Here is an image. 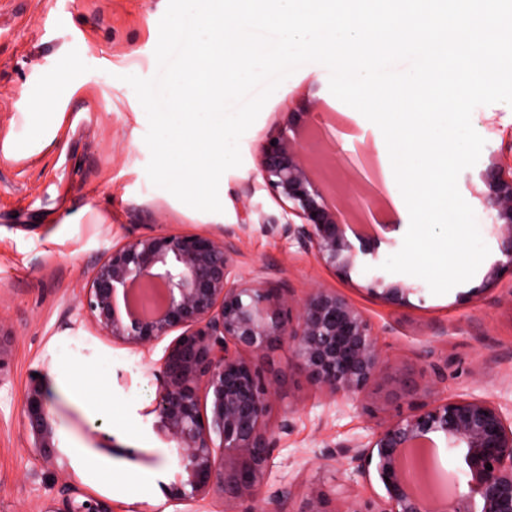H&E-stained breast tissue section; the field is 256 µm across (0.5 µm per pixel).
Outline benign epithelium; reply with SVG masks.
Segmentation results:
<instances>
[{"mask_svg": "<svg viewBox=\"0 0 512 512\" xmlns=\"http://www.w3.org/2000/svg\"><path fill=\"white\" fill-rule=\"evenodd\" d=\"M323 124V113L301 107L260 146L259 173L288 216V239L343 278L364 269L365 288L385 301L407 302L421 286L387 279L379 264L382 238L365 231L378 222V199L357 196L344 210L310 164L309 132ZM480 177L502 255L485 274L488 286L512 275V165L492 159ZM233 255L223 236L132 237L107 251L80 299L99 333L122 343L147 347L175 335L146 414L175 444L180 473L168 494L176 502H199L213 490L227 498L260 490L275 444L267 425L273 389L248 355L286 345L313 387L353 403L390 368L373 325L346 297L315 288L297 300L260 273L242 275ZM20 414L41 459L56 460L54 411L41 386L28 388ZM437 438L461 452L466 490L438 458L423 455V444ZM345 447L355 472L373 473L383 486L378 512H432L412 484L411 454L438 486L439 512H512V415L488 398L440 397L428 389L407 412L374 424L367 437ZM41 512H112V505L68 485ZM305 512L357 510L332 511L313 493Z\"/></svg>", "mask_w": 512, "mask_h": 512, "instance_id": "obj_1", "label": "benign epithelium"}]
</instances>
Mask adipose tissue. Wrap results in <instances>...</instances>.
<instances>
[{
	"mask_svg": "<svg viewBox=\"0 0 512 512\" xmlns=\"http://www.w3.org/2000/svg\"><path fill=\"white\" fill-rule=\"evenodd\" d=\"M58 78L50 74L43 78L35 93L22 105L25 126L31 132L26 137L8 134L0 141V151L11 155H30L43 149L53 140L56 127L53 117L59 114Z\"/></svg>",
	"mask_w": 512,
	"mask_h": 512,
	"instance_id": "obj_1",
	"label": "adipose tissue"
}]
</instances>
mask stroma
Returning <instances> with one entry per match:
<instances>
[{
  "label": "stroma",
  "instance_id": "1",
  "mask_svg": "<svg viewBox=\"0 0 512 512\" xmlns=\"http://www.w3.org/2000/svg\"><path fill=\"white\" fill-rule=\"evenodd\" d=\"M168 0H0V135L21 130L20 105L41 79L65 71L62 115L52 145L26 156L0 153V333L9 379L0 386V512H40L60 487L78 483L112 502L113 512H178L167 487L179 470L173 443L144 413L155 397V371L168 346L144 349L100 335L82 317L79 299L93 267L117 243L160 231L228 235L242 272L268 271L303 299L332 288L370 319L390 367L362 404L333 400L313 388L284 348L256 355L275 396L268 424L279 432L260 489L264 512H302L310 492L361 508H379L385 492L375 476L356 474L343 443L367 436L376 422L407 409L402 388L435 386L451 396H481L512 409V277L487 287L483 278L501 257L487 205L478 197L491 156L512 160V105L476 107L474 129L486 144L458 188L473 208L490 249L474 277L442 295L430 289L396 305L364 290V270L342 279L291 242L287 217L259 174L267 135L304 102L335 115V130L356 135V151L383 158L373 123L334 97L329 71L309 63L287 78L240 140L242 163L221 177L222 212H202L154 186L145 167L148 119L123 77L157 74L154 51ZM383 204L380 258L397 253L409 216L388 204L383 180L368 183ZM444 369L435 381L427 362ZM73 386L96 393L92 416L65 394H53L57 463L43 462L20 417L30 384H48L51 368ZM111 459L129 477L126 493L79 470L72 451Z\"/></svg>",
  "mask_w": 512,
  "mask_h": 512
}]
</instances>
